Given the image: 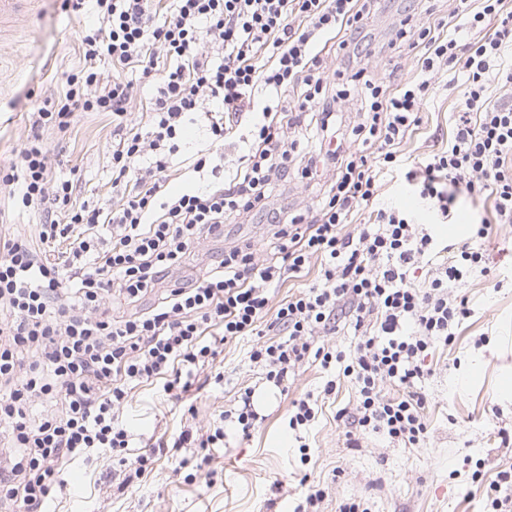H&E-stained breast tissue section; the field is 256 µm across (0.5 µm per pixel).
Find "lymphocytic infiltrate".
I'll list each match as a JSON object with an SVG mask.
<instances>
[{
	"mask_svg": "<svg viewBox=\"0 0 512 512\" xmlns=\"http://www.w3.org/2000/svg\"><path fill=\"white\" fill-rule=\"evenodd\" d=\"M454 2L469 41L438 23L400 20L388 48L419 50L421 73L402 81L381 77L383 55L364 35L375 0H96L100 24L80 37L82 68L51 108L31 113L16 164L0 175V190L40 216L34 238L0 232V512H51L70 469L100 455L121 463L116 481L97 486L103 500L141 480L155 455L182 448L190 454L180 468L213 482L210 451L226 438L225 421L245 436L256 426L250 392L218 418L189 404L177 437L134 456L122 414L148 384L176 401L189 396L226 343L261 326L267 338L249 359L267 380L283 384L312 359L341 364L357 392V433L424 443L428 360L472 313L452 289L490 271L481 249L443 242L433 228L452 223L463 200L485 212L477 238L512 224V7ZM105 57L109 80L97 66ZM346 67L351 84L337 88ZM453 69L466 80L447 146L405 163L401 144ZM130 70L159 78L143 123L131 117ZM291 89L296 99L285 100ZM354 93L359 119L346 127L339 114ZM79 111L108 112L115 123L119 201L108 209L78 201L72 181L48 165L44 129L70 134ZM200 116L217 147L249 125L248 151L221 184L168 192V159ZM322 171L329 178L312 194ZM393 173L417 209L378 204ZM290 179L298 213H270ZM366 206L368 221L355 223ZM264 211L274 254L246 239L194 282L175 278L202 238ZM312 272V285L272 305V289ZM155 292V306L140 310ZM343 313L358 338L349 352L321 341ZM471 481L486 512H512V466Z\"/></svg>",
	"mask_w": 512,
	"mask_h": 512,
	"instance_id": "lymphocytic-infiltrate-1",
	"label": "lymphocytic infiltrate"
}]
</instances>
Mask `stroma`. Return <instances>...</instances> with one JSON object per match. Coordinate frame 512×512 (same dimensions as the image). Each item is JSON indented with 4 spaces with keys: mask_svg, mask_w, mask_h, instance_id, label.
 Listing matches in <instances>:
<instances>
[{
    "mask_svg": "<svg viewBox=\"0 0 512 512\" xmlns=\"http://www.w3.org/2000/svg\"><path fill=\"white\" fill-rule=\"evenodd\" d=\"M411 5L421 22L447 19L453 8L451 0H380L366 25L372 45L387 42ZM95 21L93 8L76 14L63 9L62 0H40L21 29L0 38V168L14 162L28 134V112L54 97L65 73L78 64V33ZM458 102L456 83L439 87L423 107L420 128L403 143V154L418 160L445 145ZM43 139L57 178L77 180L79 197L89 204L111 206V113H78L70 140L59 142L50 130ZM210 140L205 121H195L167 171L170 191L197 185L190 169ZM243 239L269 249L262 218L225 225L223 237L201 240L185 259L181 280H193L227 243ZM485 247L492 276L475 273L455 288L474 314L452 345L433 353V373L426 382L429 437L423 447L392 443L375 432L364 433L358 447H350L345 437L349 421L339 411L354 408L353 384L337 370L309 362L297 371L289 390L281 391L249 362L246 351L254 342L249 336L227 343L215 373L202 374L199 381L197 406L208 415L233 407L248 387L269 395L258 407L260 420L250 437L232 434L224 447L212 449L217 470L213 485L185 481L178 456L167 454L137 486L103 501L95 484L112 476V459L103 456L72 469L56 512H295L303 501L304 477L332 486L321 512H338L351 498L364 500L370 512H481L479 500L468 494L476 462L484 461L490 480L499 467L512 465V445L505 443L512 438V405L494 400L502 367H512V288L495 285L496 280L512 279V224L494 225ZM481 338L499 341L501 355L485 363L475 379L464 380L463 371ZM330 381L336 389L328 395L324 388ZM308 393L319 399L316 420L310 428L292 430L290 402ZM180 417L179 404L151 385L135 393L124 414L130 429L145 439L174 433ZM303 445L308 453H300Z\"/></svg>",
    "mask_w": 512,
    "mask_h": 512,
    "instance_id": "stroma-1",
    "label": "stroma"
}]
</instances>
